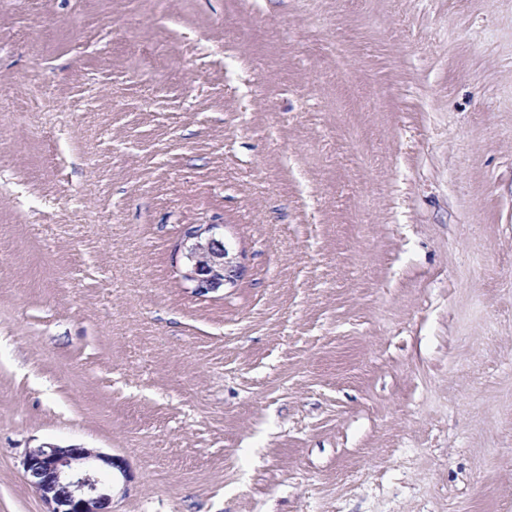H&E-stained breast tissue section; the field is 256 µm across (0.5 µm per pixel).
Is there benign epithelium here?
Returning a JSON list of instances; mask_svg holds the SVG:
<instances>
[{
	"label": "benign epithelium",
	"instance_id": "7a95c632",
	"mask_svg": "<svg viewBox=\"0 0 512 512\" xmlns=\"http://www.w3.org/2000/svg\"><path fill=\"white\" fill-rule=\"evenodd\" d=\"M221 228V224H189L178 245L183 261L181 277L199 295L233 287L242 274ZM203 253L208 260L200 263L197 257ZM22 465L25 478L51 507L50 512H107L112 497L94 471L125 472L119 458L93 448H63L51 443L29 449Z\"/></svg>",
	"mask_w": 512,
	"mask_h": 512
}]
</instances>
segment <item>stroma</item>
<instances>
[{
    "mask_svg": "<svg viewBox=\"0 0 512 512\" xmlns=\"http://www.w3.org/2000/svg\"><path fill=\"white\" fill-rule=\"evenodd\" d=\"M44 443L110 512H512V0H0V512ZM221 228L220 224H189L178 245L184 266L181 277L199 295L234 287L242 274ZM203 253L208 260L199 263L197 257Z\"/></svg>",
    "mask_w": 512,
    "mask_h": 512,
    "instance_id": "1",
    "label": "stroma"
}]
</instances>
